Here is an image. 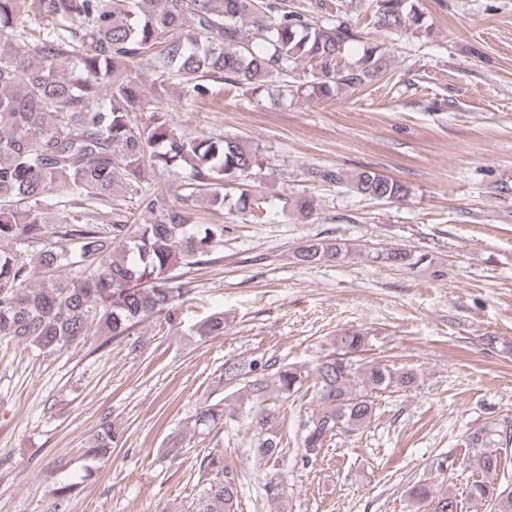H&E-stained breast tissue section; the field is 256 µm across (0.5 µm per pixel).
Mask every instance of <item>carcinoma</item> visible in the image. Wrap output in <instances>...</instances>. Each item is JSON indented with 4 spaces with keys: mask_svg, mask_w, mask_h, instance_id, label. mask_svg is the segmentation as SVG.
I'll return each mask as SVG.
<instances>
[{
    "mask_svg": "<svg viewBox=\"0 0 512 512\" xmlns=\"http://www.w3.org/2000/svg\"><path fill=\"white\" fill-rule=\"evenodd\" d=\"M285 0H0V341L54 352L84 341L91 331L118 340L141 323L162 317L176 324L194 281L178 268L219 261L224 225L196 224L190 198L205 194L210 207L245 213L248 181L263 161L236 138L188 137L169 113L148 108L140 79L161 90L170 79L191 103L208 93L204 81L236 85L278 83L279 93L333 100L389 74V58L372 43L354 62L344 59L357 40L348 23L309 21ZM383 28L420 31L417 0H373ZM149 111L147 121L139 113ZM185 169L192 190L172 201L143 185L145 167ZM324 182L345 183L360 195L404 200L408 187L371 171L344 177L317 169ZM236 185L233 201L225 186ZM138 198L152 216L131 224L112 207L117 190ZM59 207L64 222L45 209ZM357 250L333 240H309L295 249L302 264L338 263ZM372 259L402 270L431 267L406 248ZM72 267L71 275L63 274ZM201 337L224 335V314L195 325ZM366 336L340 337L338 350L311 371L263 354L228 360L219 377L224 396L204 402L194 428L212 432L247 407L251 451L265 470L264 496L284 493L285 458L277 394L286 400L313 379L315 407L301 418L297 440L304 465L326 442L367 428L376 393L411 391L417 373L357 359ZM120 433L105 422L88 454L106 463ZM466 445L479 452L472 467L496 475L512 459V420L493 419L471 430ZM195 497L183 512H239L242 480L234 462L213 448L198 464ZM470 499L493 512H512V482H473ZM409 498L428 512H460L448 490L416 484Z\"/></svg>",
    "mask_w": 512,
    "mask_h": 512,
    "instance_id": "carcinoma-1",
    "label": "carcinoma"
}]
</instances>
